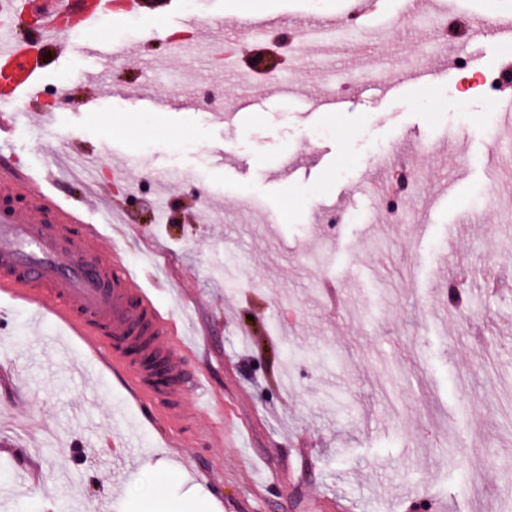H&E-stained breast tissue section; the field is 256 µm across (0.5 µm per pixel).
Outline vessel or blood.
<instances>
[{
  "label": "vessel or blood",
  "instance_id": "1",
  "mask_svg": "<svg viewBox=\"0 0 512 512\" xmlns=\"http://www.w3.org/2000/svg\"><path fill=\"white\" fill-rule=\"evenodd\" d=\"M102 0H0V8L41 15L34 41L11 27L0 28V141L13 139L20 126L38 120L50 124L49 112L34 113L45 77L43 51L70 53L93 61L104 77L122 44L71 41L64 27L85 32L106 14ZM512 38V16L492 26H476L471 38ZM58 172H33L11 165L0 155V292L20 301L29 315L52 314L87 343L95 356L123 377L137 408L153 406L157 416L195 421L210 414L209 400L197 413L183 409L191 392L203 388L202 373L185 360L187 346L178 333L173 310L155 301L146 283L152 266L123 262L118 250L99 245L101 228L88 240L67 238L68 225L85 223L81 203L56 198Z\"/></svg>",
  "mask_w": 512,
  "mask_h": 512
}]
</instances>
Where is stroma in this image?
Instances as JSON below:
<instances>
[{
  "mask_svg": "<svg viewBox=\"0 0 512 512\" xmlns=\"http://www.w3.org/2000/svg\"><path fill=\"white\" fill-rule=\"evenodd\" d=\"M183 8L112 11L108 30L141 57L116 60L89 92L78 86L90 60L46 56L44 89L62 104L17 160L51 165L77 145L97 158L126 215L103 244L154 261L157 302L176 300L181 336L203 345L212 414L184 445L172 421L123 414L122 390H85L78 369L93 354L79 337L34 335L2 294L0 512H137L155 497L190 512H408L425 499L437 512H512V193L495 185L512 167L498 114L512 88L459 98L456 44L400 22L439 0H194L223 21L207 37L236 45L220 68L131 31L176 32ZM352 11L385 43L309 44L299 58L279 43ZM256 20L272 21L265 37L248 35ZM264 57L275 74L256 67ZM381 60L389 95L367 89ZM325 62L354 77L339 112L319 108ZM414 69L432 83L404 88ZM281 75L294 78L285 95ZM216 85L229 104L220 119L205 102ZM139 88L194 105L140 111ZM244 94L255 104L242 110ZM312 129L325 137L309 142ZM382 148L387 165L367 163ZM405 170L422 178L394 216L378 191ZM331 208L349 222L326 228ZM120 428L142 432L145 456L92 461L87 441ZM168 465L177 476L164 478Z\"/></svg>",
  "mask_w": 512,
  "mask_h": 512,
  "instance_id": "obj_1",
  "label": "stroma"
}]
</instances>
